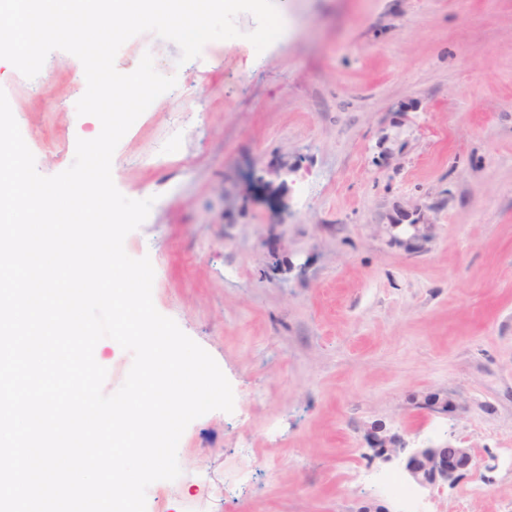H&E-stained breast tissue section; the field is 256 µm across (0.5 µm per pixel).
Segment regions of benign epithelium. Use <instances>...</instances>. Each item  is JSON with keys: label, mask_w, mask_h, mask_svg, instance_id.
Masks as SVG:
<instances>
[{"label": "benign epithelium", "mask_w": 512, "mask_h": 512, "mask_svg": "<svg viewBox=\"0 0 512 512\" xmlns=\"http://www.w3.org/2000/svg\"><path fill=\"white\" fill-rule=\"evenodd\" d=\"M369 443L375 456L384 462L409 452L404 467L407 477L429 490L453 488L464 474L476 475L481 468V460L470 448L430 445L409 449L400 436L377 433L369 437Z\"/></svg>", "instance_id": "7a95c632"}]
</instances>
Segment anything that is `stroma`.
<instances>
[{
	"mask_svg": "<svg viewBox=\"0 0 512 512\" xmlns=\"http://www.w3.org/2000/svg\"><path fill=\"white\" fill-rule=\"evenodd\" d=\"M275 5L263 52L243 13L188 62L151 32L115 59L177 78L113 156L116 188L154 200L125 251L244 405L189 424L146 512H398L360 479L374 429L476 450L480 475L420 490L429 512H512V0ZM0 89L42 175L101 131L70 53L36 82L0 65ZM94 357L115 393L132 354Z\"/></svg>",
	"mask_w": 512,
	"mask_h": 512,
	"instance_id": "stroma-1",
	"label": "stroma"
}]
</instances>
